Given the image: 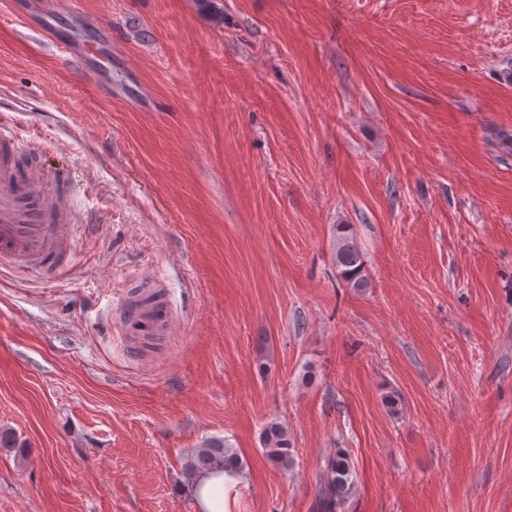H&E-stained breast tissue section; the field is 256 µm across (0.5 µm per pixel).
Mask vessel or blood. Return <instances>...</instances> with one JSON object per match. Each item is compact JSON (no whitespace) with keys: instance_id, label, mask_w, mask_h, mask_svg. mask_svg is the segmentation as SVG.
Segmentation results:
<instances>
[{"instance_id":"b4317fda","label":"vessel or blood","mask_w":512,"mask_h":512,"mask_svg":"<svg viewBox=\"0 0 512 512\" xmlns=\"http://www.w3.org/2000/svg\"><path fill=\"white\" fill-rule=\"evenodd\" d=\"M41 157L37 142L18 139L0 122V264L54 281L76 264L75 214L69 180L53 179ZM118 314L123 327L140 336L169 335L174 318L156 288L122 301Z\"/></svg>"}]
</instances>
